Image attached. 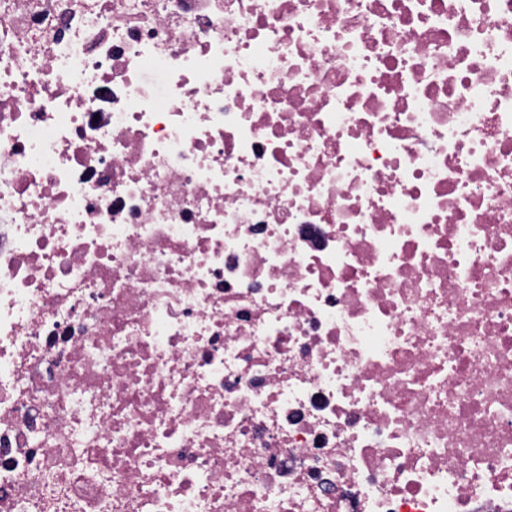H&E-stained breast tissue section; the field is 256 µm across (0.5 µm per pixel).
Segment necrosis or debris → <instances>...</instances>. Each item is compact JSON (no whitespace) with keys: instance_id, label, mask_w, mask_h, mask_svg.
I'll return each mask as SVG.
<instances>
[{"instance_id":"4bbe7bcc","label":"necrosis or debris","mask_w":512,"mask_h":512,"mask_svg":"<svg viewBox=\"0 0 512 512\" xmlns=\"http://www.w3.org/2000/svg\"><path fill=\"white\" fill-rule=\"evenodd\" d=\"M0 512H512V0H0Z\"/></svg>"}]
</instances>
